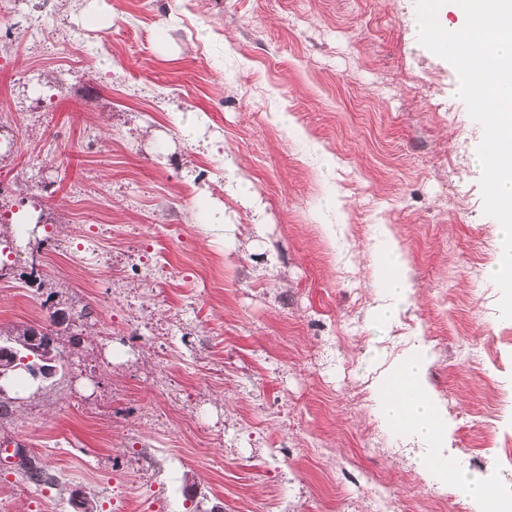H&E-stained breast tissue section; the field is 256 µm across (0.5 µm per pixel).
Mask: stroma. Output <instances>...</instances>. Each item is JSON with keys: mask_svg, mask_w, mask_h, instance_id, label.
Here are the masks:
<instances>
[{"mask_svg": "<svg viewBox=\"0 0 512 512\" xmlns=\"http://www.w3.org/2000/svg\"><path fill=\"white\" fill-rule=\"evenodd\" d=\"M98 2L103 28L89 0H9L0 37V329L49 302L82 320L52 381L0 395V512H474L453 481L434 502L420 442L376 414L419 341L461 467L511 495L483 128L416 0ZM387 230L413 288L393 323ZM135 252L170 276L132 278Z\"/></svg>", "mask_w": 512, "mask_h": 512, "instance_id": "obj_1", "label": "stroma"}]
</instances>
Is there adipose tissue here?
I'll return each mask as SVG.
<instances>
[{"instance_id":"obj_1","label":"adipose tissue","mask_w":512,"mask_h":512,"mask_svg":"<svg viewBox=\"0 0 512 512\" xmlns=\"http://www.w3.org/2000/svg\"><path fill=\"white\" fill-rule=\"evenodd\" d=\"M403 266L400 248L391 247L386 255V266L380 272L387 294L382 314L389 320L395 318L411 292ZM427 361L426 345H416L398 367L378 380L375 389L378 416L389 427L402 429L426 443L428 452L421 458L420 465L439 486L444 487L449 480H457L466 487L475 512H495L502 500L501 493L489 480L462 472L454 454L448 449L453 427L447 412L430 393L426 380ZM403 380L413 384L415 400L395 395V386Z\"/></svg>"}]
</instances>
